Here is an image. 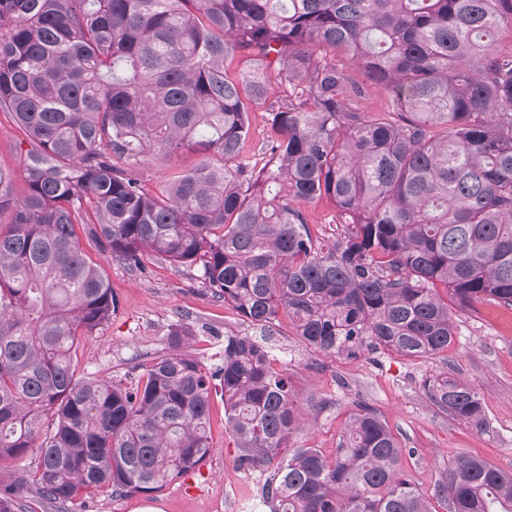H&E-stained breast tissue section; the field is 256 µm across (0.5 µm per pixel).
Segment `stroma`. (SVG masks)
Listing matches in <instances>:
<instances>
[{
    "instance_id": "obj_1",
    "label": "stroma",
    "mask_w": 512,
    "mask_h": 512,
    "mask_svg": "<svg viewBox=\"0 0 512 512\" xmlns=\"http://www.w3.org/2000/svg\"><path fill=\"white\" fill-rule=\"evenodd\" d=\"M199 160L196 154L148 155L137 175L157 191ZM77 233L85 255L103 269L118 297L111 320L83 337L79 375L136 382L144 366L168 352L169 328L178 322L192 330L183 353L212 370L224 360L225 336H259V328L210 295L197 271L157 258L130 268L113 261L86 228ZM454 319L458 334L447 358L416 361L383 351L326 356L294 336L291 328H278L268 343L270 355L287 373L300 415L290 445L332 454L350 414L366 405L407 448L404 469L422 493H431L449 464L461 457H478L512 471V313L482 306L455 310ZM444 371L478 392L486 427L454 419L428 402L424 380ZM211 439L215 451L200 470L158 493L104 492L47 506L46 512H268L261 504L264 472L238 467L234 461L235 443L225 428L219 393L211 398Z\"/></svg>"
}]
</instances>
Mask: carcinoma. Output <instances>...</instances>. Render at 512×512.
Returning <instances> with one entry per match:
<instances>
[{"instance_id":"carcinoma-1","label":"carcinoma","mask_w":512,"mask_h":512,"mask_svg":"<svg viewBox=\"0 0 512 512\" xmlns=\"http://www.w3.org/2000/svg\"><path fill=\"white\" fill-rule=\"evenodd\" d=\"M512 0H0V112L29 145L25 193L0 169V512L104 491H161L214 452L224 395L235 462L270 471L269 512H437L402 467L385 420L360 406L338 448H290L288 375L250 336L224 337L216 371L179 352L136 384L76 375L81 337L118 301L81 249L196 267L243 321L283 325L315 350L448 352L453 306L512 310ZM242 58L238 77L225 57ZM393 110L371 112L374 90ZM266 112L264 164L242 158ZM151 152L215 154L151 193ZM331 200L338 235L313 237L304 205ZM427 399L484 423L467 383ZM447 512H512V473L476 457L448 466Z\"/></svg>"}]
</instances>
